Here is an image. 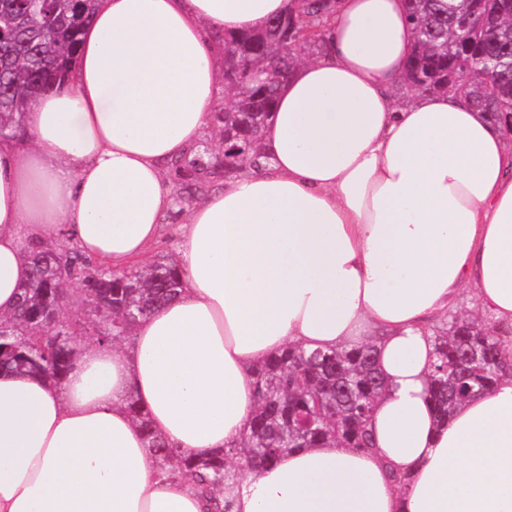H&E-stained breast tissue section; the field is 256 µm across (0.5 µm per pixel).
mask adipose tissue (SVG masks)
<instances>
[{
  "label": "adipose tissue",
  "instance_id": "obj_1",
  "mask_svg": "<svg viewBox=\"0 0 512 512\" xmlns=\"http://www.w3.org/2000/svg\"><path fill=\"white\" fill-rule=\"evenodd\" d=\"M288 7L98 0L68 86L0 138V317L34 245L64 236L119 272L184 211L180 293L129 347H81L59 382L0 373V512H207L155 465L145 429L178 458L239 447L257 367L289 345L370 341L386 384L375 448L255 465L227 492L233 512H512V377L444 426L428 396V327L463 291L512 355V139L460 98L398 103L414 45L404 0H341L322 52L278 91L266 167L175 202L168 164L210 125L218 36Z\"/></svg>",
  "mask_w": 512,
  "mask_h": 512
}]
</instances>
